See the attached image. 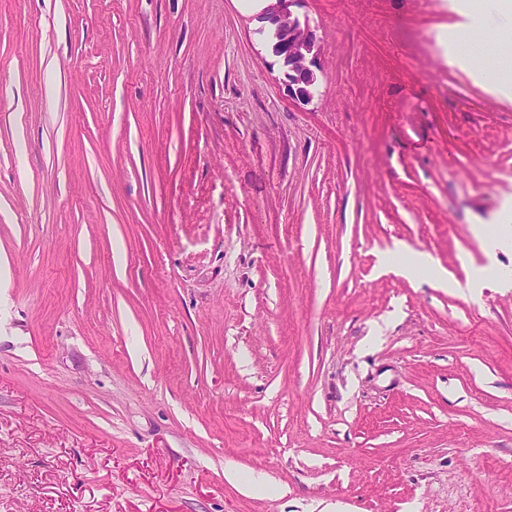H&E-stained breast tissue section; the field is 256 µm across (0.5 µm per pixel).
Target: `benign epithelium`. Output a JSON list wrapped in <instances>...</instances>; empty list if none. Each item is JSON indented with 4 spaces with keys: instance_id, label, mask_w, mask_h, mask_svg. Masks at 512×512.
<instances>
[{
    "instance_id": "7a95c632",
    "label": "benign epithelium",
    "mask_w": 512,
    "mask_h": 512,
    "mask_svg": "<svg viewBox=\"0 0 512 512\" xmlns=\"http://www.w3.org/2000/svg\"><path fill=\"white\" fill-rule=\"evenodd\" d=\"M300 0H271L263 11L274 35L273 54L279 58L285 82L296 99L306 102L312 98L317 82L316 70L321 50L320 39L309 20L292 10Z\"/></svg>"
}]
</instances>
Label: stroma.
<instances>
[{
	"label": "stroma",
	"mask_w": 512,
	"mask_h": 512,
	"mask_svg": "<svg viewBox=\"0 0 512 512\" xmlns=\"http://www.w3.org/2000/svg\"><path fill=\"white\" fill-rule=\"evenodd\" d=\"M468 5L299 0L302 102L236 0H0V512H512V40ZM512 217L504 214L496 224H485L480 228L484 243L489 251L509 246L512 242ZM417 267H424L429 270L433 279H435L441 286L448 287V272L443 268H437L430 258L423 253H414L411 255L410 263L402 267V271L406 276H409Z\"/></svg>",
	"instance_id": "35a3bbf8"
}]
</instances>
